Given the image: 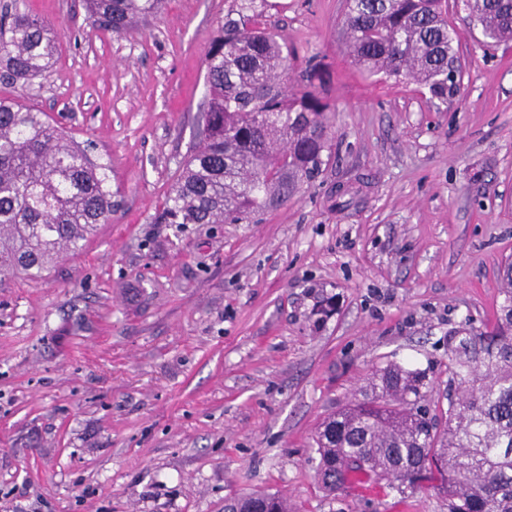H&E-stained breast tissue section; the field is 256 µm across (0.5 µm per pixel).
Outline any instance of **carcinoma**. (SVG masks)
Segmentation results:
<instances>
[{
  "label": "carcinoma",
  "instance_id": "obj_1",
  "mask_svg": "<svg viewBox=\"0 0 512 512\" xmlns=\"http://www.w3.org/2000/svg\"><path fill=\"white\" fill-rule=\"evenodd\" d=\"M98 27L120 34L161 0H85ZM268 0H236L205 56L208 99L199 140L172 186L162 224H253L323 172L330 153L323 66L310 59L290 91L288 47L265 27ZM487 45L512 43V0H469ZM351 65L368 77L411 81L446 103L463 66L448 0H343ZM56 41L43 19L19 10L0 28V84L45 75ZM112 212L106 166L47 115L0 97V278L38 280L75 253ZM502 302L482 329L448 333V409L429 414L426 372L389 363L362 400L336 412L316 439V473L328 493L363 475L401 495L434 485L448 512H512V261ZM224 512H288L272 494Z\"/></svg>",
  "mask_w": 512,
  "mask_h": 512
}]
</instances>
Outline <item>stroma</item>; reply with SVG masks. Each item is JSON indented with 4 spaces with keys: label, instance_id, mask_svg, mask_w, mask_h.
<instances>
[{
    "label": "stroma",
    "instance_id": "obj_1",
    "mask_svg": "<svg viewBox=\"0 0 512 512\" xmlns=\"http://www.w3.org/2000/svg\"><path fill=\"white\" fill-rule=\"evenodd\" d=\"M45 19L46 75L0 96L92 142L112 179L96 235L37 281H0V512H448L433 489L329 496L313 438L371 370L427 371L448 407V332L493 320L512 256V45L450 8L465 71L438 105L352 70L341 0H276L295 65L324 64L331 156L256 224H161L233 0H166L120 34L83 0H0ZM224 512H289L288 502L272 494L248 495L224 503Z\"/></svg>",
    "mask_w": 512,
    "mask_h": 512
}]
</instances>
